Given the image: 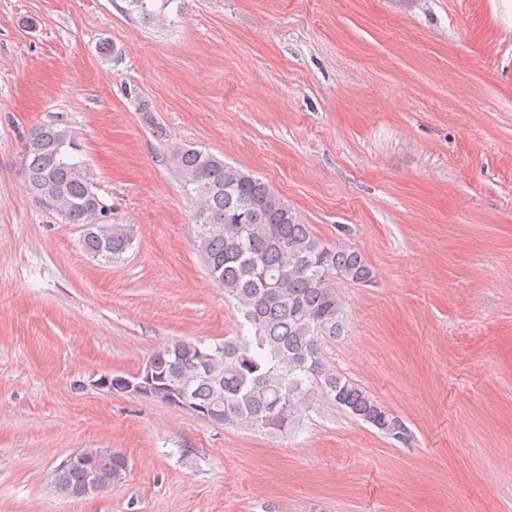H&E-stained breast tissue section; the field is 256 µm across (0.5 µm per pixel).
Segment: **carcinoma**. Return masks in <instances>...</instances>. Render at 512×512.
<instances>
[{
    "label": "carcinoma",
    "instance_id": "1",
    "mask_svg": "<svg viewBox=\"0 0 512 512\" xmlns=\"http://www.w3.org/2000/svg\"><path fill=\"white\" fill-rule=\"evenodd\" d=\"M128 0L130 10L163 17L174 0ZM71 133L53 125L32 130L22 151L26 188L67 224L84 228L82 246L107 263L130 248L127 224L102 220L106 203L84 163L75 159ZM170 161L195 204L197 249L209 277L235 301L248 335L212 345L202 373L201 340H180L153 355L159 382L149 401L166 405L189 395L216 425L286 433L306 409L313 386L337 405L400 443L410 440L404 422L371 393L327 368L324 340L341 335V281L363 286L376 274L358 251L316 236L263 178L232 167L215 154L191 146L173 150ZM124 455L99 465L96 482L106 490L125 478ZM87 479L84 470L61 467L54 487L73 497Z\"/></svg>",
    "mask_w": 512,
    "mask_h": 512
}]
</instances>
